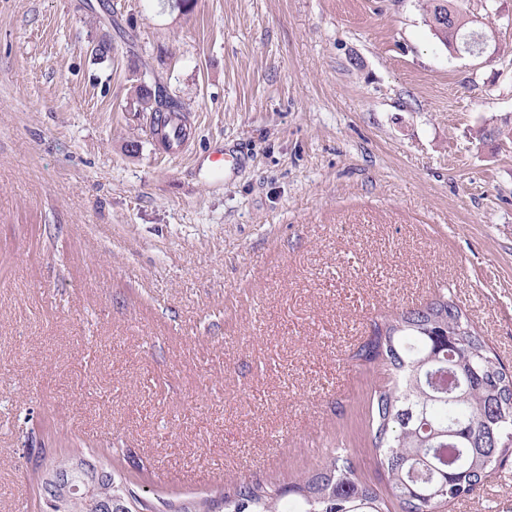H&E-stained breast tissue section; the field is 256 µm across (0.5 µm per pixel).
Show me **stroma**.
Listing matches in <instances>:
<instances>
[{"label": "stroma", "instance_id": "stroma-1", "mask_svg": "<svg viewBox=\"0 0 512 512\" xmlns=\"http://www.w3.org/2000/svg\"><path fill=\"white\" fill-rule=\"evenodd\" d=\"M490 2L459 0L484 63L421 0H0V512H41L42 448L155 512L288 487L340 440L384 488L357 350L441 292L512 370V0ZM443 512H512V459ZM423 11L434 35L448 50L471 51L469 55L481 58L487 53L488 37L473 29L477 16L455 5L454 0H425ZM440 17H444L442 24ZM484 45L479 51H475ZM475 51V52H474ZM135 96L141 112L151 113L153 134L166 150H170L173 141L189 135L184 106L163 86L156 85L153 95L145 85H140Z\"/></svg>", "mask_w": 512, "mask_h": 512}]
</instances>
